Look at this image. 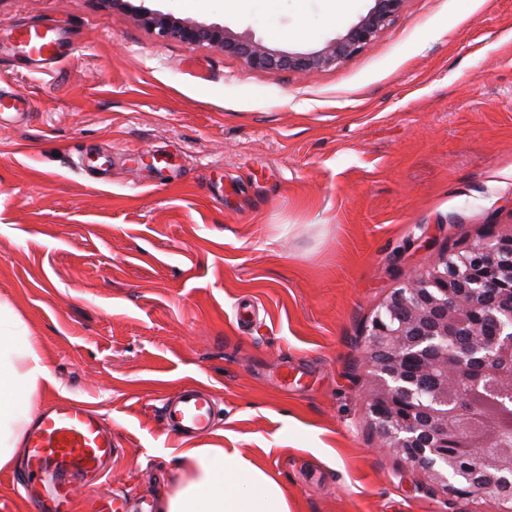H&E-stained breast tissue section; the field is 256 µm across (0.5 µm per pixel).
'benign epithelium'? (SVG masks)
I'll list each match as a JSON object with an SVG mask.
<instances>
[{
	"instance_id": "1",
	"label": "benign epithelium",
	"mask_w": 512,
	"mask_h": 512,
	"mask_svg": "<svg viewBox=\"0 0 512 512\" xmlns=\"http://www.w3.org/2000/svg\"><path fill=\"white\" fill-rule=\"evenodd\" d=\"M131 10L163 39L208 44L259 70L314 72L337 68L368 48L391 25L406 0H372L373 5L345 33L309 52L273 48L218 23L181 19L170 12L134 6L129 0H99ZM512 288V227L494 231L430 264L395 289L366 326L364 385L367 409L380 436L422 469L445 493L471 495L467 476L455 460L474 447L494 448L497 418L485 414L476 426L461 428L471 406L448 385L463 381L477 390L496 375L512 388V305L499 313V331L464 348L460 330L481 323L485 312L475 297ZM481 487L512 485V451L481 469Z\"/></svg>"
}]
</instances>
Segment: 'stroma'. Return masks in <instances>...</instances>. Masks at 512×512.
<instances>
[{"label":"stroma","mask_w":512,"mask_h":512,"mask_svg":"<svg viewBox=\"0 0 512 512\" xmlns=\"http://www.w3.org/2000/svg\"><path fill=\"white\" fill-rule=\"evenodd\" d=\"M306 52L372 0H147ZM50 24V69L12 47ZM0 303L50 378L32 408L87 403L119 450L100 489L157 512L188 448H235L291 512H499L385 445L364 328L440 250L512 225V0H407L367 50L305 76L160 39L98 0H0ZM294 383L282 386L281 372ZM213 393L211 433L164 397ZM213 400L196 388L181 389L162 407V420L169 432L196 436L211 431Z\"/></svg>","instance_id":"obj_1"}]
</instances>
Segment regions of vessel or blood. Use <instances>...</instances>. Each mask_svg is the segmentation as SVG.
<instances>
[{
	"label": "vessel or blood",
	"mask_w": 512,
	"mask_h": 512,
	"mask_svg": "<svg viewBox=\"0 0 512 512\" xmlns=\"http://www.w3.org/2000/svg\"><path fill=\"white\" fill-rule=\"evenodd\" d=\"M14 42L43 64L62 57L65 49L50 27L18 29ZM213 400L196 388L181 389L162 407L165 428L196 436L212 428ZM27 465L36 478L20 483L18 494L28 512H78L77 484L97 485L117 448L99 414L73 399L42 408L26 436Z\"/></svg>",
	"instance_id": "vessel-or-blood-1"
}]
</instances>
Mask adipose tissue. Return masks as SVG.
Returning <instances> with one entry per match:
<instances>
[{
	"instance_id": "1",
	"label": "adipose tissue",
	"mask_w": 512,
	"mask_h": 512,
	"mask_svg": "<svg viewBox=\"0 0 512 512\" xmlns=\"http://www.w3.org/2000/svg\"><path fill=\"white\" fill-rule=\"evenodd\" d=\"M47 377L34 339L0 303V468L19 462L30 398ZM180 467L183 478L159 512H291L280 484L239 452L190 448L181 453Z\"/></svg>"
}]
</instances>
